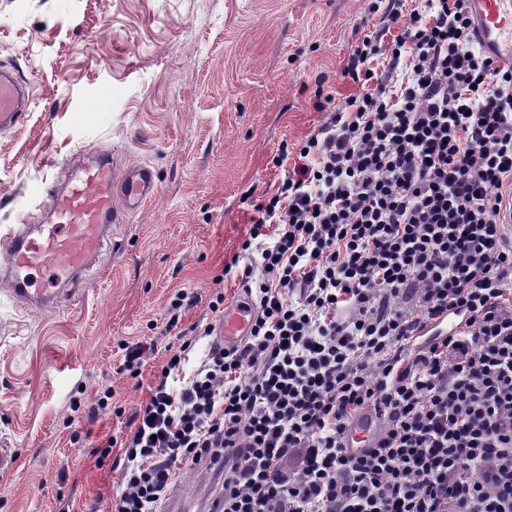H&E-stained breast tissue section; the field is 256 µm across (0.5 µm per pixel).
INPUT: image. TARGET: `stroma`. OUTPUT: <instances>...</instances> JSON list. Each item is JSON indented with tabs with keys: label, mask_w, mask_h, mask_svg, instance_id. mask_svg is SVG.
Here are the masks:
<instances>
[{
	"label": "stroma",
	"mask_w": 512,
	"mask_h": 512,
	"mask_svg": "<svg viewBox=\"0 0 512 512\" xmlns=\"http://www.w3.org/2000/svg\"><path fill=\"white\" fill-rule=\"evenodd\" d=\"M378 27L368 0H0V64L33 87L27 125L0 134V238L41 219L55 165L77 150L146 164L155 196L112 227L74 304L25 311L0 286V512H106L119 485L96 448L123 429L111 411L71 419V399L134 412L165 348L211 321L215 292L244 288L224 274L250 227L244 193L287 174L273 159L325 120L326 94L355 84L349 56ZM200 296L167 329L177 291ZM144 345L140 379L118 371L119 342ZM221 465L183 468L173 493L207 512Z\"/></svg>",
	"instance_id": "obj_1"
}]
</instances>
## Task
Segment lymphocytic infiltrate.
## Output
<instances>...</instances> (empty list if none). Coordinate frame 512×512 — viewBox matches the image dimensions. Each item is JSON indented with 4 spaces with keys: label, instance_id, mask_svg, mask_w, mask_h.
I'll list each match as a JSON object with an SVG mask.
<instances>
[{
    "label": "lymphocytic infiltrate",
    "instance_id": "obj_1",
    "mask_svg": "<svg viewBox=\"0 0 512 512\" xmlns=\"http://www.w3.org/2000/svg\"><path fill=\"white\" fill-rule=\"evenodd\" d=\"M368 10L356 92L253 207L250 336L190 372L214 325L167 347L99 447L110 512H161L181 467L219 462L221 512H512V69L471 41L469 0ZM447 312L453 336L430 326ZM366 408L378 443L354 454ZM378 430L379 421L375 414L368 412L358 416L344 435L345 448L358 453L375 448Z\"/></svg>",
    "mask_w": 512,
    "mask_h": 512
}]
</instances>
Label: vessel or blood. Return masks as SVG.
<instances>
[{"label":"vessel or blood","instance_id":"b4317fda","mask_svg":"<svg viewBox=\"0 0 512 512\" xmlns=\"http://www.w3.org/2000/svg\"><path fill=\"white\" fill-rule=\"evenodd\" d=\"M470 38L497 64L512 68V0H470ZM34 103L32 88L15 69L0 66V131L22 126ZM63 181L44 186L43 221L20 224L0 243V278L25 310L67 306L76 301L85 274L105 245L109 230L138 213L153 197L154 170L147 165L116 168L112 155L75 152L59 165ZM255 306L243 298L225 306V345L248 336ZM379 421L365 413L346 431L345 447L361 453L375 446Z\"/></svg>","mask_w":512,"mask_h":512}]
</instances>
